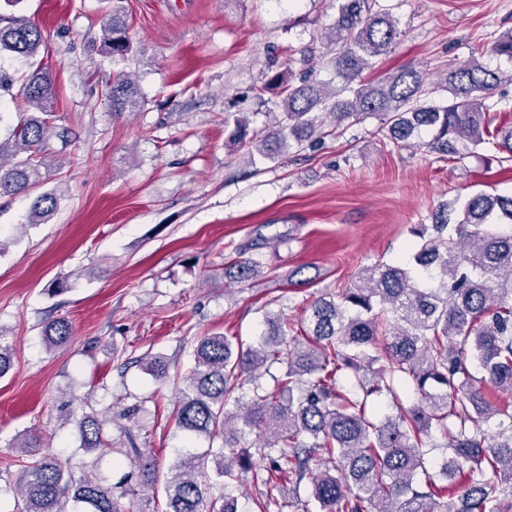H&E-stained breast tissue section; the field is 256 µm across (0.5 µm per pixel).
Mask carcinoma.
<instances>
[{
  "instance_id": "cac0c4a2",
  "label": "carcinoma",
  "mask_w": 512,
  "mask_h": 512,
  "mask_svg": "<svg viewBox=\"0 0 512 512\" xmlns=\"http://www.w3.org/2000/svg\"><path fill=\"white\" fill-rule=\"evenodd\" d=\"M327 38L342 90L320 83L285 85L277 72L254 89L281 97L273 127L234 124L233 140L248 162L271 157L270 147L302 149L319 131V109L336 125L376 116L392 142L446 156L472 154L485 144L512 155V125H493L484 108L512 71L476 59L459 62L430 86L407 66L377 81L365 70L390 52L396 20L378 0H338ZM103 54L112 65L132 51L123 0H112L103 28ZM45 42L33 22L0 13V57L29 63L24 95L32 112L0 140V196L23 195L42 184L40 155L52 126L56 86L35 63ZM488 54L512 60V33ZM115 112H133L141 93L130 74L108 85ZM51 191L31 203L32 223L53 214ZM420 239L405 263H378L353 285L319 296L298 328L282 314L265 315L248 340L222 333L201 337L194 366L178 387L176 426L187 441L209 440L203 452L185 450L164 481L165 512H244L238 487L247 477L263 486L250 512H509L512 504V402H493L486 389L512 393V196L473 193L448 220L413 230ZM240 282L260 276L263 263L237 260ZM51 348L70 336L55 320L42 331ZM480 376H475V372ZM105 421L81 419L83 448L109 452ZM494 430L487 443V429ZM270 460L262 475L250 449ZM448 455L434 463L432 453ZM142 484L159 481L153 459L139 456ZM465 473L468 486L448 499V486ZM307 482L311 492L300 494ZM24 512H122L112 488L94 476L76 480L55 457L24 466Z\"/></svg>"
}]
</instances>
